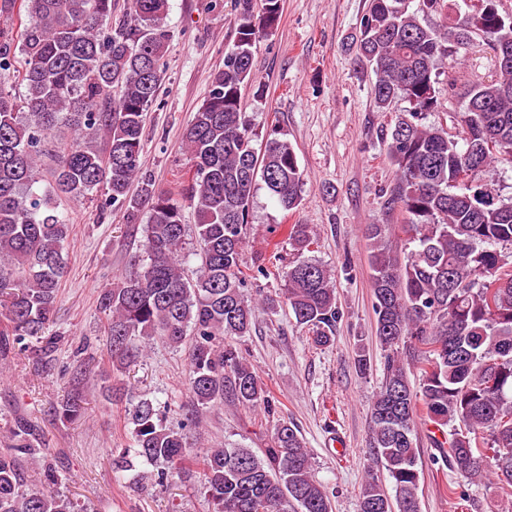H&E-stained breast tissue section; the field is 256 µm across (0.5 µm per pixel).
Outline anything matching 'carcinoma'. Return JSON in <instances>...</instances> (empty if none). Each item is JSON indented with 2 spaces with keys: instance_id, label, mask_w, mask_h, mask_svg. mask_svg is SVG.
I'll list each match as a JSON object with an SVG mask.
<instances>
[{
  "instance_id": "obj_1",
  "label": "carcinoma",
  "mask_w": 512,
  "mask_h": 512,
  "mask_svg": "<svg viewBox=\"0 0 512 512\" xmlns=\"http://www.w3.org/2000/svg\"><path fill=\"white\" fill-rule=\"evenodd\" d=\"M448 19V0H369L352 37L354 62L375 76L371 90L391 116L387 157L396 172L388 209L402 224H368L376 338L386 348L382 381L370 410L369 452L395 492L398 512H421L418 428L433 427L434 461L474 485L495 483L512 498V199L486 173L512 164V65H497L512 50V16L497 0ZM235 40L224 68L182 134L192 176L183 199L193 207L200 265L184 274L182 202L155 187L142 169L147 112L164 78L170 34L161 25L168 0H127L114 17V0H0V19L24 16L20 36L0 28V356L44 336L67 269L69 220L37 192L41 143L57 125L76 141L57 156L53 192L83 198L104 184L108 203L136 223L148 211L145 263L101 291L108 316L107 349L116 369L143 357L156 339L189 346L187 384L196 414L226 401L274 413L259 371L243 357L238 339L249 335L253 309L244 294L249 272L265 273L255 252L244 267L249 215L257 181L284 211L302 205L304 173L288 134L257 132L243 111L242 91L255 99L266 84L253 70L260 35L278 27L282 0H236ZM436 16L439 22L430 23ZM478 49L490 56L487 79L448 90L463 99L453 130L426 122L446 108L436 88L450 58ZM19 80L24 94L15 96ZM478 172L459 180L467 163ZM292 251L312 238L307 224H286ZM404 234L399 256L391 238ZM284 298L317 347L329 346L341 313L331 270L311 259L285 265ZM419 373L413 388L409 373ZM86 396L76 389L59 419L77 420ZM131 445L112 456V470L158 468V478L202 471L212 512H332L312 475L311 456L297 430L278 423L267 448H209L190 459L184 427L164 422L160 405L140 399L128 409ZM29 422L15 420L13 445L0 448V512H77L76 503L50 484L29 488L21 466L40 449L27 441ZM380 477L365 473L359 512H392Z\"/></svg>"
}]
</instances>
